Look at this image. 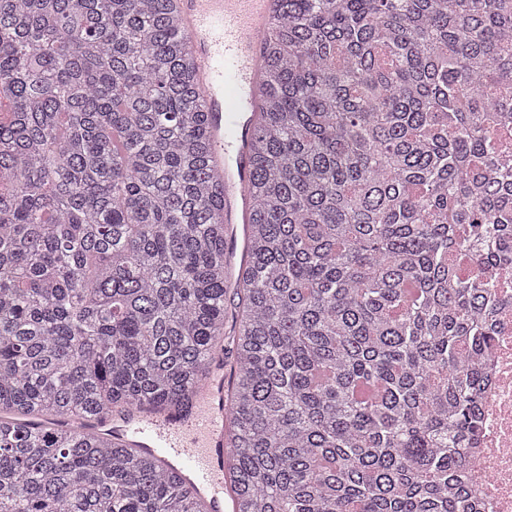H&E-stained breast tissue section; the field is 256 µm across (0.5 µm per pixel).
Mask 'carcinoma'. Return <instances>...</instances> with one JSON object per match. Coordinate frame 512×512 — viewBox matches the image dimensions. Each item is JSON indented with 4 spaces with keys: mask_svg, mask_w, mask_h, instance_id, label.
I'll return each instance as SVG.
<instances>
[{
    "mask_svg": "<svg viewBox=\"0 0 512 512\" xmlns=\"http://www.w3.org/2000/svg\"><path fill=\"white\" fill-rule=\"evenodd\" d=\"M224 434L233 512H473L512 288V0H278ZM0 512H204L52 419L187 403L224 192L175 0H0Z\"/></svg>",
    "mask_w": 512,
    "mask_h": 512,
    "instance_id": "obj_1",
    "label": "carcinoma"
}]
</instances>
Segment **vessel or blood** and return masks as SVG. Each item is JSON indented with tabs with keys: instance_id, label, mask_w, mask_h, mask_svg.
Masks as SVG:
<instances>
[{
	"instance_id": "vessel-or-blood-1",
	"label": "vessel or blood",
	"mask_w": 512,
	"mask_h": 512,
	"mask_svg": "<svg viewBox=\"0 0 512 512\" xmlns=\"http://www.w3.org/2000/svg\"><path fill=\"white\" fill-rule=\"evenodd\" d=\"M177 5L196 61L197 89L211 114V167L224 188L222 216L232 258L250 208L249 143L275 0H177ZM229 387L230 376L219 356L208 377L194 387L189 415L171 410L158 417L142 406L72 418L68 426L80 435L109 434L116 442L178 466L200 495L205 512H224V475L232 462L224 446L229 423L224 393Z\"/></svg>"
}]
</instances>
